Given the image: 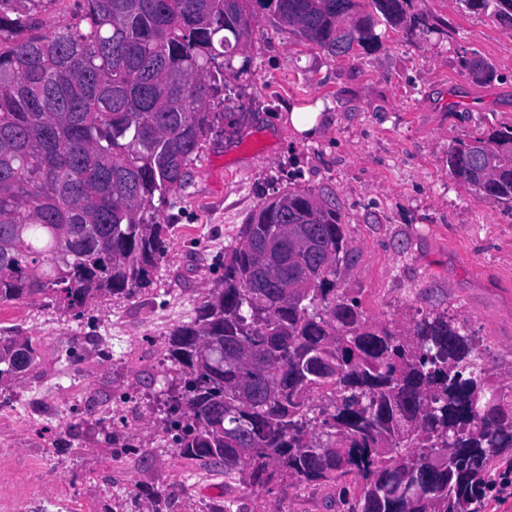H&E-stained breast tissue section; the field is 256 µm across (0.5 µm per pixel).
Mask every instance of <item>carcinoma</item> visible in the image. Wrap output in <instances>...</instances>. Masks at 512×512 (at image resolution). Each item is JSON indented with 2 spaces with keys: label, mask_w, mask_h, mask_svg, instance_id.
Masks as SVG:
<instances>
[{
  "label": "carcinoma",
  "mask_w": 512,
  "mask_h": 512,
  "mask_svg": "<svg viewBox=\"0 0 512 512\" xmlns=\"http://www.w3.org/2000/svg\"><path fill=\"white\" fill-rule=\"evenodd\" d=\"M0 0V303L76 311L153 283L172 225L155 201L186 185L224 72L267 14L345 55L377 43L408 0ZM512 26V0H458ZM495 77L482 58L465 62ZM448 172L512 205V125L448 148ZM224 281L164 339L180 387L166 431L195 469L239 492H327L343 512H478L512 463V387L486 377L468 327L430 312L376 324L338 286L349 257L334 205L296 187L246 218ZM0 336V381L35 365Z\"/></svg>",
  "instance_id": "cac0c4a2"
}]
</instances>
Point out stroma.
<instances>
[{
  "instance_id": "obj_1",
  "label": "stroma",
  "mask_w": 512,
  "mask_h": 512,
  "mask_svg": "<svg viewBox=\"0 0 512 512\" xmlns=\"http://www.w3.org/2000/svg\"><path fill=\"white\" fill-rule=\"evenodd\" d=\"M407 17L378 22L374 48L333 56L259 16L247 72L226 75L224 119L159 208L173 236L154 284L76 314L44 300L0 305V334L38 353L0 383V486L22 512H54L59 498L141 512L148 488L168 496L167 512L221 498L219 486L184 485L190 467L165 431L162 343L223 279L246 216L291 186L331 197L352 255L340 285L370 318L403 329L419 313L448 314L486 351L489 381L512 383V208L448 172L454 143L512 125V27L457 0H410ZM475 56L493 81L469 75ZM289 107L317 113L315 134L286 123ZM127 391L137 404L122 403ZM116 421L130 447L120 462Z\"/></svg>"
}]
</instances>
